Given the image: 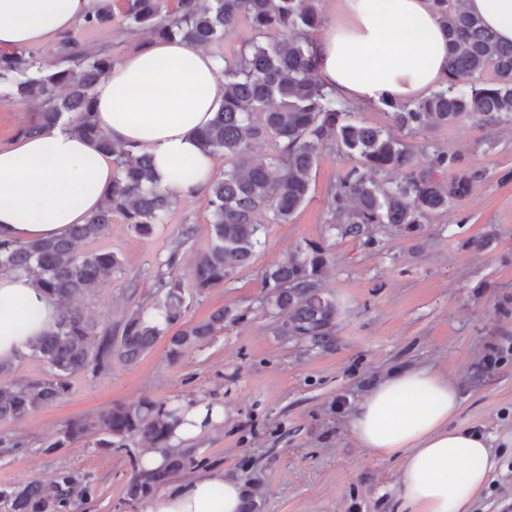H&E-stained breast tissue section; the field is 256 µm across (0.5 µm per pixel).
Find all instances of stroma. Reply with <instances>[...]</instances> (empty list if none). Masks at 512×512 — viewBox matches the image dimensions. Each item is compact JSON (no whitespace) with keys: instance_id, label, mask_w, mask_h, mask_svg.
Here are the masks:
<instances>
[{"instance_id":"stroma-1","label":"stroma","mask_w":512,"mask_h":512,"mask_svg":"<svg viewBox=\"0 0 512 512\" xmlns=\"http://www.w3.org/2000/svg\"><path fill=\"white\" fill-rule=\"evenodd\" d=\"M72 40L122 59L150 42L118 26L75 24ZM458 157L480 172L474 193L415 234L376 233L372 244L329 232V186L356 160L335 142L319 153L307 202L289 223L267 225L252 264L224 286L188 288L186 319L225 309L234 319L179 361L159 339L136 363L113 360L109 370L71 378L68 394L21 423H1L0 436L22 448L0 447V488L40 481L61 471L90 478L96 493L70 512H143L124 495L132 451L103 452L83 441L51 448L70 419L139 399H203L224 408V421L194 444L198 473L221 471L241 480L253 512H401L402 459L380 460L354 441L349 416L368 390L392 371L431 365L447 372L462 403L458 423L491 444L495 469L471 512H512V126L471 120L405 138ZM195 227L191 242L180 236ZM213 237L206 199L181 201L151 236L113 218L91 250L115 253L122 267L73 307L99 330L116 329L136 304H151L155 276L173 250L182 274ZM489 238L474 249L473 240ZM317 242L331 261L321 280L338 305L335 334L324 346L281 336L260 299L264 272L298 246Z\"/></svg>"}]
</instances>
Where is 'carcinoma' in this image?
Wrapping results in <instances>:
<instances>
[{
    "instance_id": "carcinoma-1",
    "label": "carcinoma",
    "mask_w": 512,
    "mask_h": 512,
    "mask_svg": "<svg viewBox=\"0 0 512 512\" xmlns=\"http://www.w3.org/2000/svg\"><path fill=\"white\" fill-rule=\"evenodd\" d=\"M448 32V77L442 86L408 104H385L393 126L416 134L432 126L470 119L484 126L512 124V45L501 44L469 14L462 0H434ZM112 0H95L83 25L111 23ZM248 22L252 36L224 62V103L198 134L210 156L224 157V172L209 183L208 208L214 238L190 272L199 293L224 285L248 266L267 224H286L307 201L313 168L323 146L339 142L358 156V164L333 184L326 195L328 228L343 238L373 241L376 228L418 232L431 217L448 212L470 196L480 174L457 170L456 158L434 150L424 166L416 152L391 131L362 124L318 78L311 48L320 20L313 0H127L122 29L148 30L158 39H180L194 49L224 39L225 31ZM279 39H268L270 32ZM61 65L47 71L37 54L21 48L0 51V102H38L35 124L20 131L33 135L67 122L100 150L114 156L118 168L112 196L85 224L68 235L24 245L0 241V272L24 274L62 307L56 328L41 337L30 355L48 365L47 377L0 384V422H22L37 410L62 399L71 377L98 373L112 358L133 363L156 341L168 337L167 355L177 361L194 346L224 329L230 312L214 311L196 323L185 321L188 309L180 274L181 253L172 251L157 274L160 296L126 314L120 341L100 333L80 311L69 306L92 295L120 261L110 251L81 249L102 235L112 215H121L140 236L165 222L177 198L160 184L152 158L112 144L94 118L93 91L116 64L106 51L60 42ZM490 80L484 79L487 72ZM59 88L67 89L61 97ZM260 140L268 152H255ZM330 262L329 251L307 243L265 270L267 291L261 304L281 317V336L306 338L326 345L336 326L334 298L320 288ZM180 408L140 399L121 403L93 417L69 420L49 444L64 448L98 436L95 447L108 451L139 444V454L167 449L166 464L145 472L134 464L125 493L136 501L152 494L170 476L197 465L189 450L170 448ZM54 493L38 481L0 490L9 512H67L74 497L86 499L93 484L64 471L53 480Z\"/></svg>"
}]
</instances>
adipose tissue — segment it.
I'll use <instances>...</instances> for the list:
<instances>
[{"instance_id": "adipose-tissue-1", "label": "adipose tissue", "mask_w": 512, "mask_h": 512, "mask_svg": "<svg viewBox=\"0 0 512 512\" xmlns=\"http://www.w3.org/2000/svg\"><path fill=\"white\" fill-rule=\"evenodd\" d=\"M94 0H0V47L32 48L69 30ZM503 44H512V0H463ZM322 82L341 99L407 103L448 76V35L434 0H338L316 39ZM96 121L115 145L145 153L163 186L182 201L202 197L213 159L196 133L224 100L217 62L180 39H156L124 56L95 86ZM195 170L192 179L179 170ZM112 154L57 124L0 147V240L25 244L67 235L112 194ZM61 316L26 275H0V364L12 365ZM461 398L441 371L414 367L374 385L349 427L379 459L403 457L402 512H469L494 468L485 436L455 423ZM172 446L185 445L223 418L218 405L184 403ZM245 490L220 473L177 481L154 493L144 512H241Z\"/></svg>"}]
</instances>
